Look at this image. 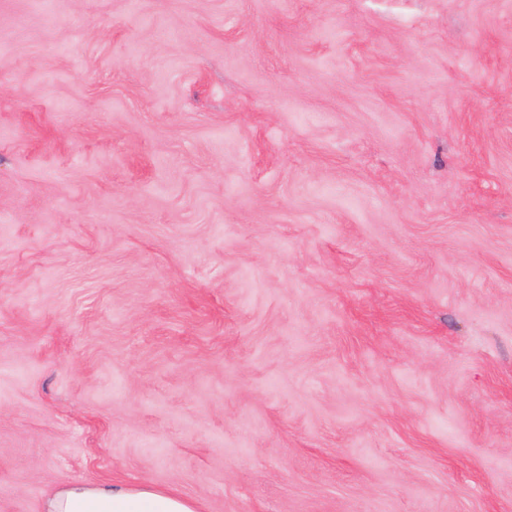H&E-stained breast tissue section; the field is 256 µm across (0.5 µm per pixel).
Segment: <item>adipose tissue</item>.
Returning <instances> with one entry per match:
<instances>
[{
  "label": "adipose tissue",
  "instance_id": "obj_1",
  "mask_svg": "<svg viewBox=\"0 0 512 512\" xmlns=\"http://www.w3.org/2000/svg\"><path fill=\"white\" fill-rule=\"evenodd\" d=\"M43 512H200L174 490L124 482L73 483L50 493Z\"/></svg>",
  "mask_w": 512,
  "mask_h": 512
}]
</instances>
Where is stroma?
<instances>
[{
    "label": "stroma",
    "instance_id": "obj_1",
    "mask_svg": "<svg viewBox=\"0 0 512 512\" xmlns=\"http://www.w3.org/2000/svg\"><path fill=\"white\" fill-rule=\"evenodd\" d=\"M512 512V0H0V512ZM43 512H201L174 490L124 482L73 483L50 493Z\"/></svg>",
    "mask_w": 512,
    "mask_h": 512
}]
</instances>
